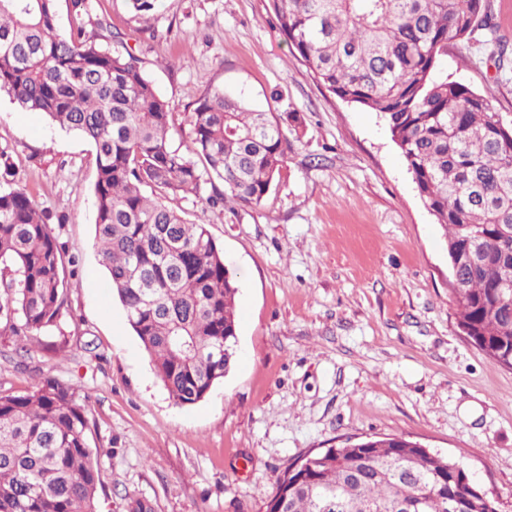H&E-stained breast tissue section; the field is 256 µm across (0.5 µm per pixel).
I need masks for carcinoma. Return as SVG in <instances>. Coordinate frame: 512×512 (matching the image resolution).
Segmentation results:
<instances>
[{
    "mask_svg": "<svg viewBox=\"0 0 512 512\" xmlns=\"http://www.w3.org/2000/svg\"><path fill=\"white\" fill-rule=\"evenodd\" d=\"M148 20L160 0H129ZM280 34L311 78L377 112L457 268L458 326L512 368V120L488 94L448 79V42L483 37L497 68L512 46L491 0H268ZM89 141L95 151V246L127 321L179 405L203 401L232 370L238 286L206 226L165 203L211 187L207 201L258 206L290 144L272 112L222 88L188 115L185 150L173 112L133 53L82 27L57 29L56 0H0V93ZM0 346L68 350L63 244L0 150ZM159 192L153 200L145 188ZM86 397L44 374L22 394L0 390V512H98L101 458L88 443ZM498 512L449 456L399 436L317 448L277 476L268 512ZM399 502L407 508H395Z\"/></svg>",
    "mask_w": 512,
    "mask_h": 512,
    "instance_id": "cac0c4a2",
    "label": "carcinoma"
}]
</instances>
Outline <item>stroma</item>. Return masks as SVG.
Returning <instances> with one entry per match:
<instances>
[{
    "label": "stroma",
    "mask_w": 512,
    "mask_h": 512,
    "mask_svg": "<svg viewBox=\"0 0 512 512\" xmlns=\"http://www.w3.org/2000/svg\"><path fill=\"white\" fill-rule=\"evenodd\" d=\"M268 0H92L84 33L130 50L169 101L184 148L193 103L224 88L280 116L292 150L257 207L174 200L235 273L237 363L193 406L176 404L130 328L94 247L95 159L81 137L0 96V147L17 186L55 218L71 261L67 355L0 353V390L38 372L81 386L101 461L100 512H265L288 464L346 439L396 435L458 461L512 512V369L460 329L442 231L385 121L308 75ZM444 67L512 120V69L480 44Z\"/></svg>",
    "instance_id": "35a3bbf8"
}]
</instances>
